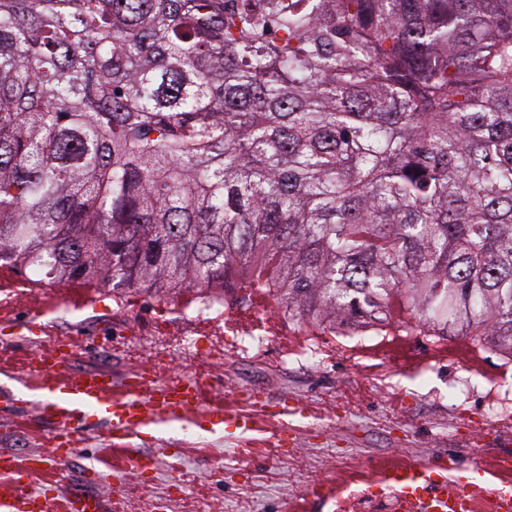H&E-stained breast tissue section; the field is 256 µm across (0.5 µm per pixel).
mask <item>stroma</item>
Listing matches in <instances>:
<instances>
[{
    "mask_svg": "<svg viewBox=\"0 0 512 512\" xmlns=\"http://www.w3.org/2000/svg\"><path fill=\"white\" fill-rule=\"evenodd\" d=\"M189 291L143 288H88L75 283L51 282L37 286V303L51 306L45 324L48 335L32 337L23 343L14 332L26 322L31 310L25 306L0 311L7 329L0 331V392H15L19 404L0 409V451L18 456L41 455L52 422L43 420L21 390L19 378L30 346L46 345L56 337L82 343V354L64 369L74 374L96 369L122 381L147 365L152 352L145 346L126 350L113 348L117 329L123 328V316H131L140 328H147L160 306L170 310L169 325L182 336L193 330L178 314ZM404 317L392 314L378 337L364 349L360 364L332 361L324 367L292 368L279 359L281 342L302 337L331 339L333 330L324 323L283 320L279 338L271 339L257 357L245 361L228 354L219 367H196L182 355L173 363L188 374H197L210 386L206 402L251 411L254 402H288L301 410L295 416L293 443L295 456L277 452L269 439L278 423L267 417L262 421L265 442L248 444L222 431L207 432L203 438L188 440L180 426L147 431L132 438L131 445L153 458L149 469L120 479V487L134 499L139 512H150L154 503L166 506V512H193L197 502L208 501L212 512H240L241 501H251L253 512H283L289 500L299 498L312 478L334 480L336 470L328 463V447L352 450L358 459H391L397 449L424 457L447 456L456 448L459 456L469 457L472 439L466 422L481 423L485 440H492L494 427L483 422L481 411L471 404L451 405L449 379L462 376L471 394L483 393L488 376L512 383V370L502 371V361L487 337L463 342L448 336L430 337L427 344L406 350L408 334ZM430 368L429 381L413 375L420 363ZM394 376L399 390L392 391L382 379ZM108 430L97 417H88L80 431L79 452L75 463L58 468V490L68 495H99L104 504L112 497L90 475L96 467L100 448L106 447ZM293 471L292 482L282 479Z\"/></svg>",
    "mask_w": 512,
    "mask_h": 512,
    "instance_id": "1",
    "label": "stroma"
}]
</instances>
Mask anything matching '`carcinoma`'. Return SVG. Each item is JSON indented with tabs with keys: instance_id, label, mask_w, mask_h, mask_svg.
Returning a JSON list of instances; mask_svg holds the SVG:
<instances>
[{
	"instance_id": "1",
	"label": "carcinoma",
	"mask_w": 512,
	"mask_h": 512,
	"mask_svg": "<svg viewBox=\"0 0 512 512\" xmlns=\"http://www.w3.org/2000/svg\"><path fill=\"white\" fill-rule=\"evenodd\" d=\"M1 259L511 360L512 0H0Z\"/></svg>"
}]
</instances>
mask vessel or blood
Here are the masks:
<instances>
[{
  "mask_svg": "<svg viewBox=\"0 0 512 512\" xmlns=\"http://www.w3.org/2000/svg\"><path fill=\"white\" fill-rule=\"evenodd\" d=\"M47 354V360L29 371L23 384L41 393L39 414L57 426L53 445L58 461L68 458V437L79 431L86 414L107 422L113 463L101 470L104 481L117 480L128 470L134 457L129 441L145 431L184 422H204L236 437L260 430L257 418L250 413L220 404L203 405L193 377L164 380L153 392L148 389L150 375L144 370L119 383L110 374L93 371L63 379L58 370L64 366V359L53 347ZM451 468V463L444 460H420L414 465L419 480L428 485L447 479ZM0 482L8 486L7 492L0 494V512H96L88 500L67 495L47 497L45 489L54 485L55 476L37 459L1 453Z\"/></svg>",
  "mask_w": 512,
  "mask_h": 512,
  "instance_id": "1",
  "label": "vessel or blood"
}]
</instances>
